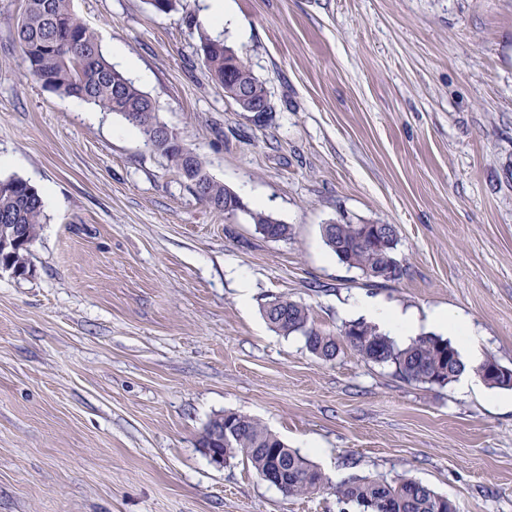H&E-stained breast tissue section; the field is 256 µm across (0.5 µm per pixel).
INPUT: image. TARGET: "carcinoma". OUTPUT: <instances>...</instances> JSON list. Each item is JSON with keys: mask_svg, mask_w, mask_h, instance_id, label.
I'll use <instances>...</instances> for the list:
<instances>
[{"mask_svg": "<svg viewBox=\"0 0 512 512\" xmlns=\"http://www.w3.org/2000/svg\"><path fill=\"white\" fill-rule=\"evenodd\" d=\"M16 37L27 63L28 73L42 85L62 96L87 101L105 112L120 115L137 128L145 142L174 162L179 173L191 183L196 196L225 215L224 205L237 206L239 197L215 180L207 171L206 162L196 150L180 154L176 141L157 139L158 127L165 125L155 102L103 54L96 33L74 12L72 0H26ZM203 63L212 81L224 88V96L239 102L244 94L256 102L269 101L265 83L245 61L235 62L226 42L199 32ZM245 213L256 230L271 240L285 239L289 226L262 211ZM43 217L38 191L19 178L0 180V226L16 224L28 241H33ZM324 241L338 259L368 277L393 260L399 281L408 268L395 257V249L379 252L361 240V225L345 222L327 224ZM264 315L272 328L286 336L300 334L309 351L331 360L338 351L336 337L313 327L309 309L287 298H276L264 306ZM355 333L344 337L362 358L394 368L395 374L408 383L445 386L454 381L465 368L460 356L448 355L451 342L441 336L420 337L406 346L397 345L389 336L363 320L349 323ZM230 424L232 434L221 436L213 431L219 421ZM199 446L203 453L215 450L230 460L244 456L258 476L276 471L271 484L292 497L315 492L322 473L297 451L288 448L277 436L257 420L226 413L204 427ZM339 501L354 504L359 512H448V500L428 487L410 479L393 483L369 478H355L336 487Z\"/></svg>", "mask_w": 512, "mask_h": 512, "instance_id": "cac0c4a2", "label": "carcinoma"}]
</instances>
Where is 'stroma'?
<instances>
[{
	"label": "stroma",
	"instance_id": "1",
	"mask_svg": "<svg viewBox=\"0 0 512 512\" xmlns=\"http://www.w3.org/2000/svg\"><path fill=\"white\" fill-rule=\"evenodd\" d=\"M72 0L117 69L237 193L228 217L118 115L45 89L0 0V178L52 189L32 272L0 271V512H343L338 480L411 478L512 512V390L410 384L268 325L278 296L339 335L354 298L461 315L512 368V0H232L210 28L265 82L241 111L202 62L209 0ZM259 209L290 228L271 240ZM391 224L409 274L371 281L322 229ZM234 412L326 481L290 497L198 446Z\"/></svg>",
	"mask_w": 512,
	"mask_h": 512
}]
</instances>
